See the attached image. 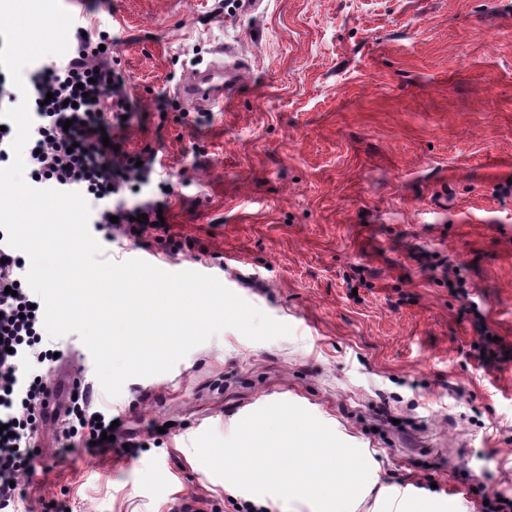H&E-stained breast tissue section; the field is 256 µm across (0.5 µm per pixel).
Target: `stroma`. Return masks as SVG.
<instances>
[{
	"mask_svg": "<svg viewBox=\"0 0 512 512\" xmlns=\"http://www.w3.org/2000/svg\"><path fill=\"white\" fill-rule=\"evenodd\" d=\"M119 40L136 105L130 148L171 176L168 222L195 271L290 336L227 328L170 372L108 396L77 334L59 339L97 406L141 443L116 456L60 448L15 512H204L255 497L197 459L206 430L298 405L359 448L373 474L351 512H399L433 496L447 512L512 501V362L481 368L487 328L512 348V0H60ZM245 66L229 103L187 110L198 66ZM459 270L464 287L426 270Z\"/></svg>",
	"mask_w": 512,
	"mask_h": 512,
	"instance_id": "1",
	"label": "stroma"
}]
</instances>
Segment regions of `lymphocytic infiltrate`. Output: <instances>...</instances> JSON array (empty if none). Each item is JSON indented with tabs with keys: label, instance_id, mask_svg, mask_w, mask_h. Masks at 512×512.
Instances as JSON below:
<instances>
[{
	"label": "lymphocytic infiltrate",
	"instance_id": "f902f5d3",
	"mask_svg": "<svg viewBox=\"0 0 512 512\" xmlns=\"http://www.w3.org/2000/svg\"><path fill=\"white\" fill-rule=\"evenodd\" d=\"M74 55L61 63L33 69L25 90L9 85L0 73V110L27 100L32 126L25 162L33 187L76 191L90 200L89 222L95 231L116 232L129 242L153 247L164 243L169 256L188 251L189 243L169 235L158 221L167 208L166 191L152 188L157 175L155 151L130 152L124 117L131 97L127 82L114 65L117 39L109 33L84 35L75 27ZM133 191V201L123 198ZM26 260L6 242L0 229V426L10 435L0 443V512H7L21 495L36 454L31 446L37 421L47 403L49 371L54 351L44 334L40 297L26 281ZM32 314L21 317V309ZM75 397L59 430L62 447L109 451L133 444L131 435L116 433L102 440L113 417L93 405L87 387L74 385Z\"/></svg>",
	"mask_w": 512,
	"mask_h": 512
}]
</instances>
